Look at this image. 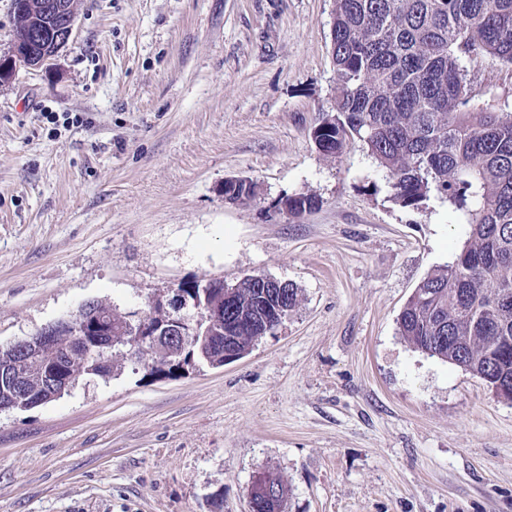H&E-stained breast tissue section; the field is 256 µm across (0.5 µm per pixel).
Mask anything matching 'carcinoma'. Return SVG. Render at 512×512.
<instances>
[{"label":"carcinoma","instance_id":"carcinoma-1","mask_svg":"<svg viewBox=\"0 0 512 512\" xmlns=\"http://www.w3.org/2000/svg\"><path fill=\"white\" fill-rule=\"evenodd\" d=\"M330 29L336 71V112L311 137L326 156L358 143L386 172L392 199L419 207L435 194L454 206L467 238L451 260L427 275L398 315V329L418 350L485 380L512 401V113L478 107L467 82L468 60L490 55L512 63V0H334ZM16 38L41 49L42 27L19 26ZM256 185L242 181L225 194L245 203ZM288 213L316 207L315 197L285 198ZM297 289L261 288L250 275L226 298L218 331L239 357L274 329L273 316L288 315ZM110 343L104 353L73 346V328L57 334L58 352L72 351L54 385H41L42 365L25 355L0 365V410L29 409L38 396L60 397L71 375L112 377V350L154 354L151 369L182 360L224 365L210 343L188 336L184 346L153 348L137 322L103 304ZM179 315L157 300L148 316L159 323Z\"/></svg>","mask_w":512,"mask_h":512}]
</instances>
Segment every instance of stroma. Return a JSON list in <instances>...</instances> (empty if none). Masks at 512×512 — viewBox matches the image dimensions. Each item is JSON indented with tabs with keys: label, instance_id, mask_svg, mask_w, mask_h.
Returning <instances> with one entry per match:
<instances>
[{
	"label": "stroma",
	"instance_id": "35a3bbf8",
	"mask_svg": "<svg viewBox=\"0 0 512 512\" xmlns=\"http://www.w3.org/2000/svg\"><path fill=\"white\" fill-rule=\"evenodd\" d=\"M334 0H74L47 66L0 84V346L99 301L262 274L298 303L243 358L151 373L115 358L0 412V512H512V402L416 349L404 304L466 239L447 201L390 199L359 146L321 154ZM512 112V63L468 66ZM55 121H47L46 113ZM257 185L250 202L224 182ZM307 194L300 216L281 199Z\"/></svg>",
	"mask_w": 512,
	"mask_h": 512
}]
</instances>
